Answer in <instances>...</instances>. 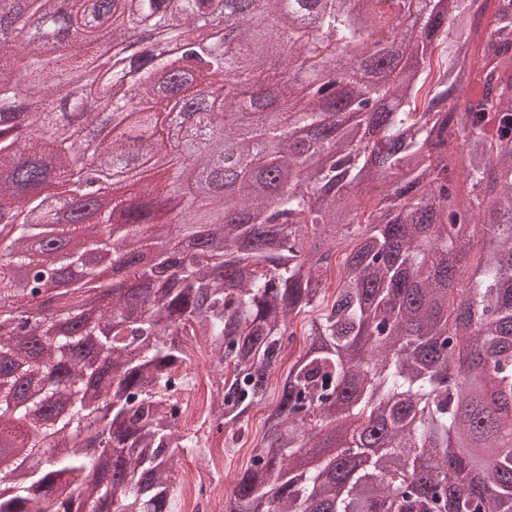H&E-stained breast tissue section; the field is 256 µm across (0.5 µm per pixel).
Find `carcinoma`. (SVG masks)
<instances>
[{"mask_svg": "<svg viewBox=\"0 0 512 512\" xmlns=\"http://www.w3.org/2000/svg\"><path fill=\"white\" fill-rule=\"evenodd\" d=\"M18 0L0 12V302L54 312L0 338V427L40 425L38 471L0 468V512H173L189 338L211 346L210 426L265 432L222 512H512V0ZM341 76L372 103L302 87ZM121 138L98 164L166 175L112 188L86 222L51 183L93 199L76 142L104 102ZM189 123L166 132V114ZM238 112V124L224 113ZM238 191L212 206L224 164ZM178 193L183 212L165 210ZM123 225L126 291L54 292L44 242ZM304 347L274 399L287 347ZM57 399L112 401L101 475ZM376 453L360 459L359 450Z\"/></svg>", "mask_w": 512, "mask_h": 512, "instance_id": "cac0c4a2", "label": "carcinoma"}]
</instances>
